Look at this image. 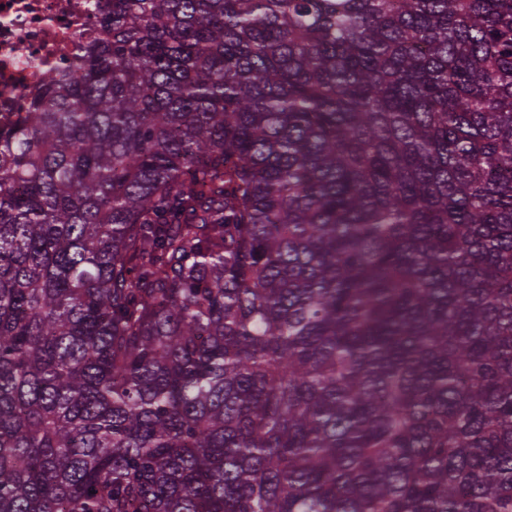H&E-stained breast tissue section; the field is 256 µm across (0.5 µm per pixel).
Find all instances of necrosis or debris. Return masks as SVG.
<instances>
[{
    "label": "necrosis or debris",
    "instance_id": "necrosis-or-debris-1",
    "mask_svg": "<svg viewBox=\"0 0 512 512\" xmlns=\"http://www.w3.org/2000/svg\"><path fill=\"white\" fill-rule=\"evenodd\" d=\"M108 0H0V126L16 121L45 70L77 72L79 37L98 25Z\"/></svg>",
    "mask_w": 512,
    "mask_h": 512
}]
</instances>
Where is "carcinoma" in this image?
Instances as JSON below:
<instances>
[{
	"label": "carcinoma",
	"mask_w": 512,
	"mask_h": 512,
	"mask_svg": "<svg viewBox=\"0 0 512 512\" xmlns=\"http://www.w3.org/2000/svg\"><path fill=\"white\" fill-rule=\"evenodd\" d=\"M0 128V512H512V0H112Z\"/></svg>",
	"instance_id": "1"
}]
</instances>
